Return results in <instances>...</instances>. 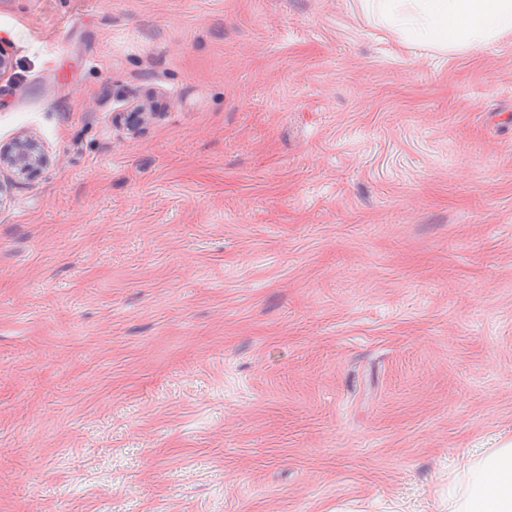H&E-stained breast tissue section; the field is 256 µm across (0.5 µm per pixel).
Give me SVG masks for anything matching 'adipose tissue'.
<instances>
[{
  "label": "adipose tissue",
  "instance_id": "ef3b65f1",
  "mask_svg": "<svg viewBox=\"0 0 512 512\" xmlns=\"http://www.w3.org/2000/svg\"><path fill=\"white\" fill-rule=\"evenodd\" d=\"M403 41L440 51L481 48L512 34V0H357ZM448 512H512V443L478 459L448 496Z\"/></svg>",
  "mask_w": 512,
  "mask_h": 512
}]
</instances>
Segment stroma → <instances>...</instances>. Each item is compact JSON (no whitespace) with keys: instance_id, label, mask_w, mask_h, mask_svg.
<instances>
[{"instance_id":"1","label":"stroma","mask_w":512,"mask_h":512,"mask_svg":"<svg viewBox=\"0 0 512 512\" xmlns=\"http://www.w3.org/2000/svg\"><path fill=\"white\" fill-rule=\"evenodd\" d=\"M0 44L49 157L0 172V512H445L512 439V37L0 0ZM148 105L147 101L136 98L128 101L126 112H119L126 116L127 129L133 131L154 118L156 112H149Z\"/></svg>"}]
</instances>
